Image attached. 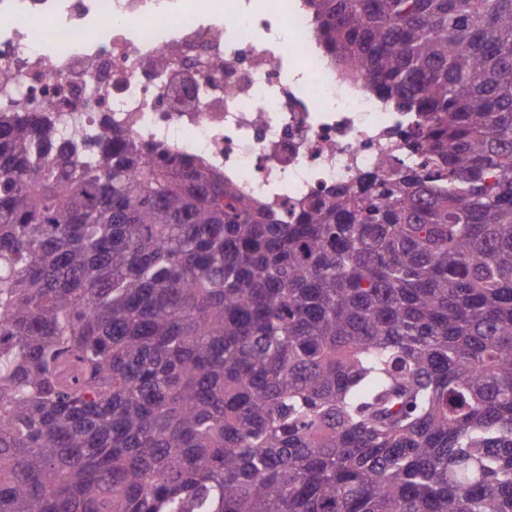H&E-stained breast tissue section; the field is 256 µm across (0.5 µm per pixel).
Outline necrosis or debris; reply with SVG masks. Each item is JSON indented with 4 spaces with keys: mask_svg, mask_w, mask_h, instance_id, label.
<instances>
[{
    "mask_svg": "<svg viewBox=\"0 0 512 512\" xmlns=\"http://www.w3.org/2000/svg\"><path fill=\"white\" fill-rule=\"evenodd\" d=\"M0 72V113L120 125L285 218L419 163L399 149L411 115L327 61L304 0H0Z\"/></svg>",
    "mask_w": 512,
    "mask_h": 512,
    "instance_id": "4bbe7bcc",
    "label": "necrosis or debris"
}]
</instances>
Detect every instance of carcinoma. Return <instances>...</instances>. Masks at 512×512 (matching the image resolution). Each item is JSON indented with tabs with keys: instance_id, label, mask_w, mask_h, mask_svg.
<instances>
[{
	"instance_id": "carcinoma-1",
	"label": "carcinoma",
	"mask_w": 512,
	"mask_h": 512,
	"mask_svg": "<svg viewBox=\"0 0 512 512\" xmlns=\"http://www.w3.org/2000/svg\"><path fill=\"white\" fill-rule=\"evenodd\" d=\"M422 169L294 223L0 118V512H512V0H306Z\"/></svg>"
}]
</instances>
